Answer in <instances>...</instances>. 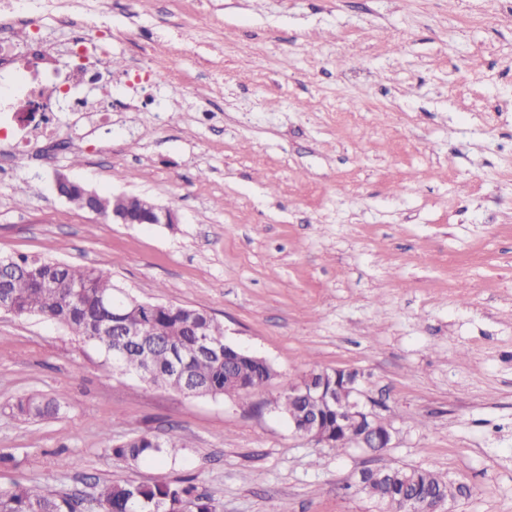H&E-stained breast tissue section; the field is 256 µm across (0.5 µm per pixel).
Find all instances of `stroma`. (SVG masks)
Listing matches in <instances>:
<instances>
[{"mask_svg":"<svg viewBox=\"0 0 512 512\" xmlns=\"http://www.w3.org/2000/svg\"><path fill=\"white\" fill-rule=\"evenodd\" d=\"M111 3H81L104 21L111 116L62 113L76 148L0 164V255L206 310L276 375L187 397L0 313V490L191 477L216 512H375L345 489L370 455L317 447L271 407L312 369L352 368L396 429L385 463L463 485L450 512H512V0ZM59 172L180 221L106 222L58 196ZM29 394L63 407L12 414ZM145 432L186 446L113 457Z\"/></svg>","mask_w":512,"mask_h":512,"instance_id":"stroma-1","label":"stroma"}]
</instances>
